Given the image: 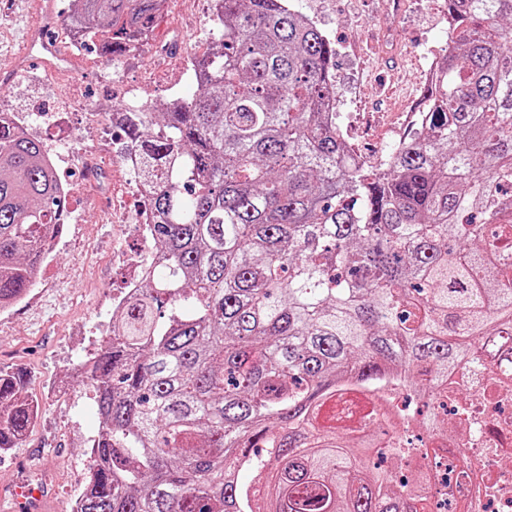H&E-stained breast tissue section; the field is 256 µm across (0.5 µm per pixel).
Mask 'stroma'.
<instances>
[{"mask_svg":"<svg viewBox=\"0 0 512 512\" xmlns=\"http://www.w3.org/2000/svg\"><path fill=\"white\" fill-rule=\"evenodd\" d=\"M399 12L385 10L383 0H296L295 11L307 14L336 47V93L343 103L342 119L353 122L359 149L379 153L391 130L408 112L418 110L424 91L423 53L445 49L448 35L441 28L445 0H400ZM207 0H168L156 30L169 41L166 55L143 50L126 58V79L147 82L152 98L194 97L197 86L183 79L185 57H202L210 39L202 23ZM32 14L26 0L0 14V62L25 56L26 68L40 70L27 50ZM112 58L88 53L52 75V92L40 85L8 81L0 87V108L47 109L78 85L86 109L115 111L123 103L104 80ZM83 191L72 206L82 214L78 224L65 225L60 243L41 265L28 296L0 315V368L27 374L29 395L39 406L24 441L0 452V512H72L87 480V457L98 430L94 390L73 382L69 394H49L50 380L97 353L112 318L108 298L119 285L112 261L121 232L108 220L113 191L123 188L111 163L72 172ZM27 481L47 489V497L14 509L11 490Z\"/></svg>","mask_w":512,"mask_h":512,"instance_id":"stroma-1","label":"stroma"}]
</instances>
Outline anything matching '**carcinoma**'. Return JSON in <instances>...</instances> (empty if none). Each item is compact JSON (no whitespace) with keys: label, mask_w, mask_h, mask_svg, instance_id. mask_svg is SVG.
Wrapping results in <instances>:
<instances>
[{"label":"carcinoma","mask_w":512,"mask_h":512,"mask_svg":"<svg viewBox=\"0 0 512 512\" xmlns=\"http://www.w3.org/2000/svg\"><path fill=\"white\" fill-rule=\"evenodd\" d=\"M162 0H75L100 50ZM418 128L360 166L330 110L336 48L288 0H218L194 98L131 115L157 163L164 263L80 365L99 419L76 512H414L352 436L318 423L336 382L399 368L426 397L487 336L512 340V0H448ZM39 140L0 119V309L61 230ZM0 369V451L37 415Z\"/></svg>","instance_id":"carcinoma-1"}]
</instances>
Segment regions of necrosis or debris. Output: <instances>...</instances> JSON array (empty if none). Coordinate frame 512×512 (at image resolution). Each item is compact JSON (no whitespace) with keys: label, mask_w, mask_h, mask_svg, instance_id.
Returning <instances> with one entry per match:
<instances>
[{"label":"necrosis or debris","mask_w":512,"mask_h":512,"mask_svg":"<svg viewBox=\"0 0 512 512\" xmlns=\"http://www.w3.org/2000/svg\"><path fill=\"white\" fill-rule=\"evenodd\" d=\"M83 107L81 96L72 91L54 109L12 112L8 118L41 139L62 200L77 193L70 176L74 158L91 165L111 158L113 170L125 176L122 194L112 199V222L134 230L139 250L122 288L112 295V307L119 308L137 295L142 279L157 265L152 247L157 218L149 206L153 185L132 139L108 145L89 139L83 130L65 140L51 137V130L67 113ZM481 355L479 365L472 357L462 359L449 375L447 387L430 399L434 408L448 410L444 432L412 413L406 390L397 384L387 385L384 395L406 413V421L400 423L374 418V401L361 385H348L336 400L337 432L368 425L379 452L395 460L399 473L410 474L418 464H425L431 487L425 512H512V352L495 354L485 347Z\"/></svg>","instance_id":"necrosis-or-debris-1"}]
</instances>
